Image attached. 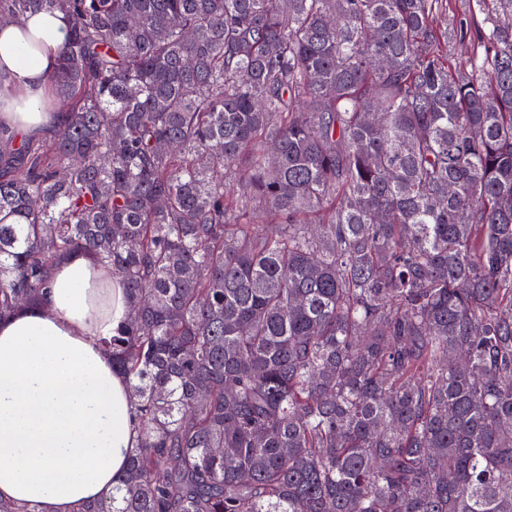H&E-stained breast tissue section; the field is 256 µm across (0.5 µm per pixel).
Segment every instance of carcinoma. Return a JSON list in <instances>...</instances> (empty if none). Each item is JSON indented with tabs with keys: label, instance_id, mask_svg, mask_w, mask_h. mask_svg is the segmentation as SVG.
I'll use <instances>...</instances> for the list:
<instances>
[{
	"label": "carcinoma",
	"instance_id": "1",
	"mask_svg": "<svg viewBox=\"0 0 512 512\" xmlns=\"http://www.w3.org/2000/svg\"><path fill=\"white\" fill-rule=\"evenodd\" d=\"M446 6L0 0L69 24L0 318L78 250L126 290L140 438L76 512H512V0L458 64Z\"/></svg>",
	"mask_w": 512,
	"mask_h": 512
}]
</instances>
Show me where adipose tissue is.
Wrapping results in <instances>:
<instances>
[{
    "mask_svg": "<svg viewBox=\"0 0 512 512\" xmlns=\"http://www.w3.org/2000/svg\"><path fill=\"white\" fill-rule=\"evenodd\" d=\"M68 34L57 10L0 25V117L23 137L62 123L41 105ZM126 317L121 279L78 251L54 267L42 305L0 320V499L75 512L111 497L138 437L104 346Z\"/></svg>",
    "mask_w": 512,
    "mask_h": 512,
    "instance_id": "obj_1",
    "label": "adipose tissue"
}]
</instances>
